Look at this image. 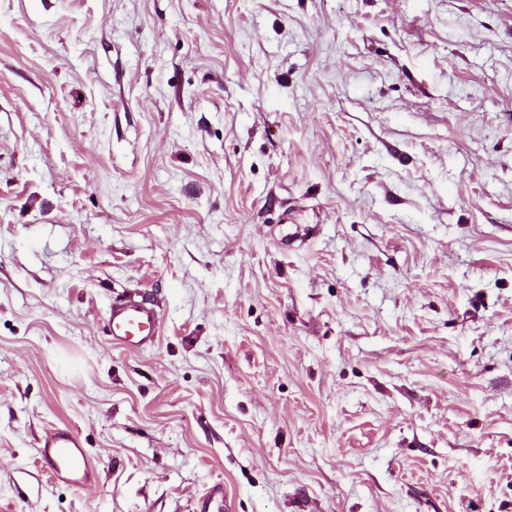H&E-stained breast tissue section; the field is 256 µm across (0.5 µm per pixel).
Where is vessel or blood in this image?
<instances>
[{"mask_svg":"<svg viewBox=\"0 0 512 512\" xmlns=\"http://www.w3.org/2000/svg\"><path fill=\"white\" fill-rule=\"evenodd\" d=\"M107 324L114 344L128 350L153 347L160 335L159 306L136 294L116 296L109 305ZM38 460L54 479L74 489L89 488L95 481L93 461L72 429L45 431L39 439ZM194 512H231L223 484L207 487L197 498Z\"/></svg>","mask_w":512,"mask_h":512,"instance_id":"1","label":"vessel or blood"}]
</instances>
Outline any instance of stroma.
I'll return each mask as SVG.
<instances>
[{
    "label": "stroma",
    "instance_id": "obj_1",
    "mask_svg": "<svg viewBox=\"0 0 512 512\" xmlns=\"http://www.w3.org/2000/svg\"><path fill=\"white\" fill-rule=\"evenodd\" d=\"M215 481L512 512V0H0V512ZM160 310L138 294L115 296L107 312L112 342L127 350L153 347L160 335ZM38 460L51 476L76 490L93 485L96 467L80 436L70 428H53L39 439Z\"/></svg>",
    "mask_w": 512,
    "mask_h": 512
}]
</instances>
